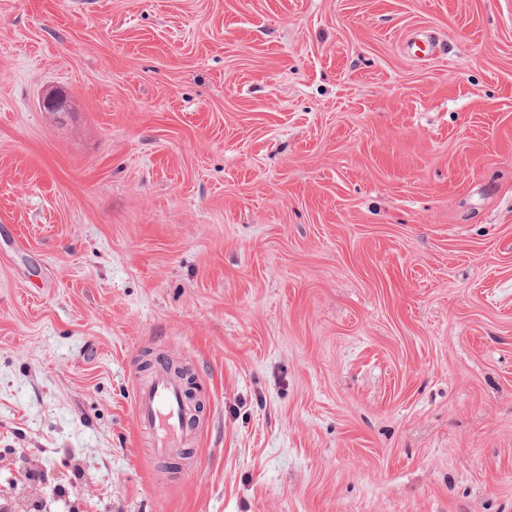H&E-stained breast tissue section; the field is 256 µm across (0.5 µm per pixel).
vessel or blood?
Wrapping results in <instances>:
<instances>
[{"label":"vessel or blood","mask_w":512,"mask_h":512,"mask_svg":"<svg viewBox=\"0 0 512 512\" xmlns=\"http://www.w3.org/2000/svg\"><path fill=\"white\" fill-rule=\"evenodd\" d=\"M134 411L138 423L153 441L156 457L164 458L185 448L194 430L184 386L167 372L156 373L138 388Z\"/></svg>","instance_id":"b4317fda"}]
</instances>
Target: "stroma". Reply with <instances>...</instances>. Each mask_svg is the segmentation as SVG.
I'll return each mask as SVG.
<instances>
[{"mask_svg":"<svg viewBox=\"0 0 512 512\" xmlns=\"http://www.w3.org/2000/svg\"><path fill=\"white\" fill-rule=\"evenodd\" d=\"M191 372L190 455L137 425ZM512 512V0H0V512Z\"/></svg>","mask_w":512,"mask_h":512,"instance_id":"obj_1","label":"stroma"}]
</instances>
